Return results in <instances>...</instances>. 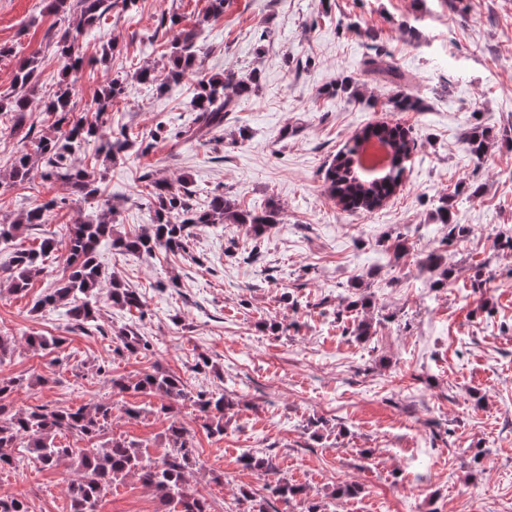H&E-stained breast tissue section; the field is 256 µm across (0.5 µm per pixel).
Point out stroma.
Here are the masks:
<instances>
[{"label": "stroma", "mask_w": 512, "mask_h": 512, "mask_svg": "<svg viewBox=\"0 0 512 512\" xmlns=\"http://www.w3.org/2000/svg\"><path fill=\"white\" fill-rule=\"evenodd\" d=\"M46 5L0 0V93L9 92L19 57L41 54L26 114L38 137L55 133L41 107L62 67L49 44L75 21ZM208 5L137 0L86 31L77 112L93 110L106 81L122 77L110 125L138 141L157 125L192 121L199 77L258 71V86L238 97L220 140L168 139L112 164L86 145L76 163L101 175L92 199L49 181L32 192L0 190L5 223L50 199L64 202L48 223L0 248V272L12 249L106 210L119 232L141 231L153 216L138 180L146 171L173 184L188 180L203 202L221 193L247 210L276 204L280 222L252 262L241 257L251 248L241 224L199 225L176 255L125 254L102 241L103 271L136 289L143 307L128 311L99 296L88 332L66 305L34 307L56 287L62 264L36 275L26 294H0V333L61 340L50 352L18 347L0 364V378L45 379L13 394L10 405L109 401V433L156 456L170 424L159 400L114 392L109 380L159 368L183 378L191 394L221 392L233 402L220 438L207 434L190 399L179 406L197 448L189 481L212 512H247L253 501L268 512L313 504L324 512H512V251L496 246L500 233L512 232V0H224L217 16ZM177 30L195 33L199 72L173 90L138 83L142 67L165 76ZM106 43L114 50L105 57ZM371 57L409 77L418 111H392L398 89L367 72ZM345 77L358 91L351 102L330 90ZM382 122L415 140L402 184L375 210H344L325 189L326 169L352 136ZM483 127L495 138L476 161L466 137ZM446 195L454 223L466 228L451 242L434 218ZM397 239L409 247L401 258L391 249ZM432 255L450 272L445 285ZM286 293L297 308L283 302ZM357 299L365 307L345 312ZM362 319L372 325L365 341L351 334ZM274 322L283 331L272 332ZM125 327L149 339L152 353L121 350L117 332ZM203 355L211 366L200 370ZM130 407L138 417L127 416ZM246 452L269 459L272 470L243 467ZM71 477L26 457L0 472V495L27 499L32 512H69ZM281 479L305 495L284 504L271 493ZM345 484L357 494L332 498ZM245 491L250 501H242ZM99 510L162 506L129 477L114 483Z\"/></svg>", "instance_id": "stroma-1"}]
</instances>
